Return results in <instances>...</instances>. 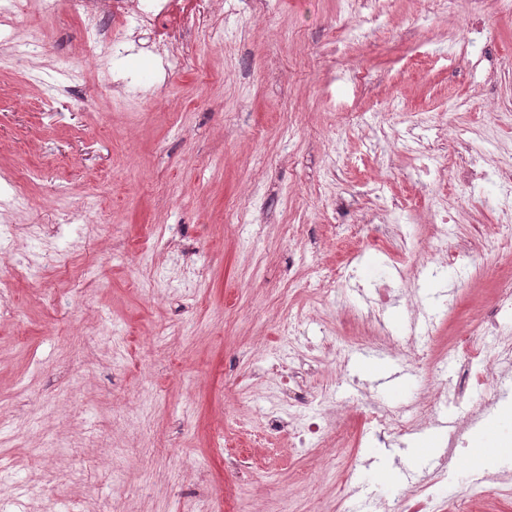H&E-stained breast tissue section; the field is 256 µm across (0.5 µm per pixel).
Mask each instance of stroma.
<instances>
[{"label": "stroma", "mask_w": 512, "mask_h": 512, "mask_svg": "<svg viewBox=\"0 0 512 512\" xmlns=\"http://www.w3.org/2000/svg\"><path fill=\"white\" fill-rule=\"evenodd\" d=\"M223 0L221 39L196 38L192 69L164 62L150 33L124 54L94 61L68 4L54 14L31 0L27 26L40 56L14 65L24 33L0 30V172L24 178L29 201L15 208L0 184V213L41 225L80 266L47 264L38 278L16 270L31 242L18 235L0 256L10 311L0 314V512H382L403 498L414 512L462 499L473 512L480 480L512 481V443L483 439L512 399L482 360L455 361L460 336L493 291L473 269L496 266L488 248L493 188L482 202L434 184L432 171L477 158L512 159V11L500 0ZM486 56L461 62L465 38ZM91 94L69 95L66 60ZM347 83L330 85L331 74ZM427 113L447 137L424 156L403 150L398 131ZM468 127L474 155L452 136ZM405 199L427 235L437 203L456 224L417 257L412 287L392 275L396 238L387 225L351 235L357 207L371 214ZM98 221L76 236L62 206ZM467 255L446 276L437 255ZM347 266L345 287L331 277ZM299 287L288 291L289 281ZM392 285L393 301L370 298ZM435 314L436 387L461 433L420 459L433 427L377 438L363 414L423 398V376L397 349L411 317ZM353 341L326 361L333 336ZM309 356L306 385L330 388L329 428L356 447L302 454L291 440L269 444L261 416L282 400L272 367ZM404 372L403 392L380 373ZM490 399L475 413L478 398ZM247 454L249 469L226 468Z\"/></svg>", "instance_id": "obj_1"}]
</instances>
